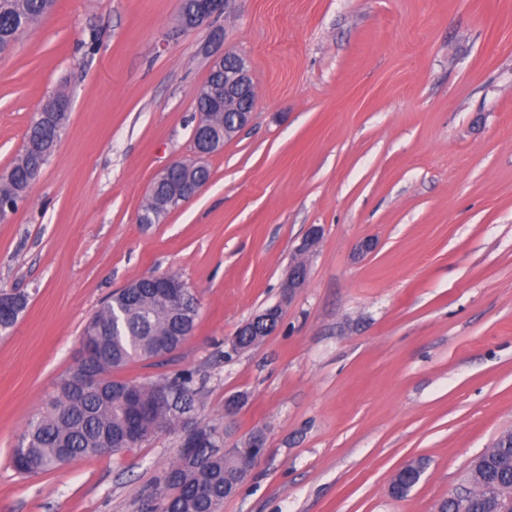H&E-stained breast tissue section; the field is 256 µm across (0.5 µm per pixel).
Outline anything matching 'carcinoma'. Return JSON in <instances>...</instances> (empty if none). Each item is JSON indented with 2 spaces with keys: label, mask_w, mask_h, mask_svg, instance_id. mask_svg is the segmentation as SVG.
<instances>
[{
  "label": "carcinoma",
  "mask_w": 512,
  "mask_h": 512,
  "mask_svg": "<svg viewBox=\"0 0 512 512\" xmlns=\"http://www.w3.org/2000/svg\"><path fill=\"white\" fill-rule=\"evenodd\" d=\"M55 4L56 0H0V44L11 45ZM60 131L57 105L50 96L28 128L24 151L0 175V204H15L28 192ZM208 176L206 167H180L157 186L155 205L145 211L161 209L185 180ZM186 301L185 311L169 308L158 282L143 278L114 293L93 314L82 334V339L90 341L93 356L78 368L88 380L78 386L71 377L62 379L43 409L29 420L12 451L19 474H42L78 457L118 454L127 449L126 429L138 419L147 435L158 426L172 430L182 416L198 414L200 404L189 374L183 384L185 393L144 418L140 411L152 404L157 381L134 383L112 376L134 361L162 358L187 339L198 314L197 300L189 288ZM27 305L26 295L0 290V337L11 333ZM487 456L493 462L495 485L504 494L511 492L512 447H493ZM252 463L248 454L224 458L206 447L180 452L160 480L165 493L155 512H219L224 488L237 483Z\"/></svg>",
  "instance_id": "obj_1"
}]
</instances>
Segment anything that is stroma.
Here are the masks:
<instances>
[{
  "label": "stroma",
  "instance_id": "35a3bbf8",
  "mask_svg": "<svg viewBox=\"0 0 512 512\" xmlns=\"http://www.w3.org/2000/svg\"><path fill=\"white\" fill-rule=\"evenodd\" d=\"M180 9L57 0L0 53V173L41 101L71 98L54 155L0 219V289L29 296L0 339V512H146L179 430L29 477L12 450L102 301L162 274L193 290L195 328L119 376L192 372L228 444L265 434L222 512H436L512 431V0H227L215 49L250 58L252 120L195 198L141 224L154 177L195 157L208 32L180 30ZM313 225L307 282L286 295ZM278 303L277 330L231 352ZM233 394L246 402L228 416ZM420 457L424 480L392 497Z\"/></svg>",
  "mask_w": 512,
  "mask_h": 512
}]
</instances>
